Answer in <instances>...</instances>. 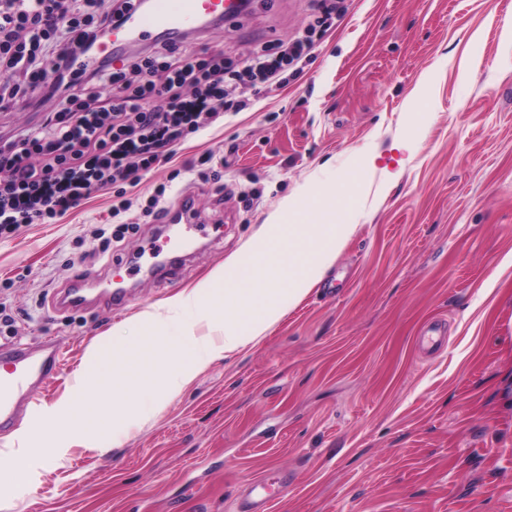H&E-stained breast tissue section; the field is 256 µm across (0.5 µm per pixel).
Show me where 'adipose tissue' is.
<instances>
[{
	"label": "adipose tissue",
	"mask_w": 512,
	"mask_h": 512,
	"mask_svg": "<svg viewBox=\"0 0 512 512\" xmlns=\"http://www.w3.org/2000/svg\"><path fill=\"white\" fill-rule=\"evenodd\" d=\"M356 193L355 185L344 181L327 189L305 187L281 201L223 266L138 315L133 339L104 336L90 347L79 405L55 403L44 408V418L72 439L95 442L102 420L126 421L145 398L168 401L210 363L260 344L356 232V225L341 223L337 215L338 198ZM309 214L316 223H304Z\"/></svg>",
	"instance_id": "1"
}]
</instances>
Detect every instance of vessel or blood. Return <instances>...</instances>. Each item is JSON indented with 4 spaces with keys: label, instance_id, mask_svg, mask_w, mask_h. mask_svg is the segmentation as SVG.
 Here are the masks:
<instances>
[{
    "label": "vessel or blood",
    "instance_id": "vessel-or-blood-1",
    "mask_svg": "<svg viewBox=\"0 0 512 512\" xmlns=\"http://www.w3.org/2000/svg\"><path fill=\"white\" fill-rule=\"evenodd\" d=\"M243 8L242 0H149L143 8L131 12L121 26L113 29L108 42L82 53L81 58L89 63L103 58L114 59L131 41L180 38L194 24L221 25L235 19ZM165 222L183 224L200 233L206 230L198 217L195 199L188 194L170 206ZM127 294L124 288L91 290L85 281L76 280L54 295L52 309L66 313L99 307L109 312L123 308ZM60 362V350L53 343L44 345L37 352L21 344L0 349V432L14 428L20 403L33 402L35 391L58 371ZM272 499L266 483H249L238 504L239 512H269Z\"/></svg>",
    "mask_w": 512,
    "mask_h": 512
}]
</instances>
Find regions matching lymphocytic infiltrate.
Segmentation results:
<instances>
[{
  "mask_svg": "<svg viewBox=\"0 0 512 512\" xmlns=\"http://www.w3.org/2000/svg\"><path fill=\"white\" fill-rule=\"evenodd\" d=\"M336 3L313 0L302 35L240 62L164 39L116 69L79 63L76 51L123 23L138 0L110 12L101 0H0V112L40 115L0 141V237L54 223L91 193L138 185L189 135L300 74Z\"/></svg>",
  "mask_w": 512,
  "mask_h": 512,
  "instance_id": "lymphocytic-infiltrate-1",
  "label": "lymphocytic infiltrate"
}]
</instances>
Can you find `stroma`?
<instances>
[{
    "label": "stroma",
    "instance_id": "obj_1",
    "mask_svg": "<svg viewBox=\"0 0 512 512\" xmlns=\"http://www.w3.org/2000/svg\"><path fill=\"white\" fill-rule=\"evenodd\" d=\"M302 73L270 86L174 148L126 189L136 234L101 251L112 196L81 200L53 224L0 238V347L57 341L63 365L17 427L0 435L6 512H236L247 482L292 478L271 512H512V0H345ZM311 0H254L192 37L238 61L301 34ZM427 89L422 144L409 103ZM204 174H183L201 154ZM351 175L356 225L311 293L254 348L214 361L161 407L104 436L106 454L66 443L42 410L69 396L87 348L129 337L134 320L237 251L283 198ZM191 194L207 225L182 267L137 283L108 314H57L78 275L112 285V256L142 267L171 255L140 206L161 183ZM256 193L252 208L240 198ZM64 446L61 455L52 450Z\"/></svg>",
    "mask_w": 512,
    "mask_h": 512
}]
</instances>
